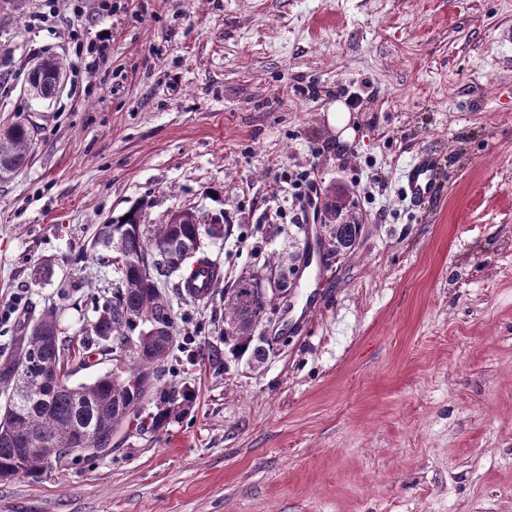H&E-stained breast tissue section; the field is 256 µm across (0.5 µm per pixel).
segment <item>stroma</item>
I'll return each instance as SVG.
<instances>
[{
  "label": "stroma",
  "mask_w": 512,
  "mask_h": 512,
  "mask_svg": "<svg viewBox=\"0 0 512 512\" xmlns=\"http://www.w3.org/2000/svg\"><path fill=\"white\" fill-rule=\"evenodd\" d=\"M46 20H39V13ZM512 0H25L0 17V126L37 128L0 181V301L61 307L81 342L112 295L99 224L194 206L224 271L208 305L171 294L165 382L188 415L106 456L0 481V512H512ZM107 40L88 67L78 45ZM63 89L27 98L42 57ZM350 103L353 138L327 120ZM439 182L417 210L403 172ZM339 189L362 231L310 251L294 186ZM50 263L47 283L34 264ZM295 287L263 363L224 344V290ZM437 157L430 153H420L408 165L404 172V190L416 206L421 207L430 201L436 188Z\"/></svg>",
  "instance_id": "obj_1"
}]
</instances>
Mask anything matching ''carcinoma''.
<instances>
[{
    "mask_svg": "<svg viewBox=\"0 0 512 512\" xmlns=\"http://www.w3.org/2000/svg\"><path fill=\"white\" fill-rule=\"evenodd\" d=\"M41 75L29 72V96L51 100L58 93L59 63L47 56L39 64ZM35 143L34 128L14 122L0 131V180L27 165ZM187 223L174 224L166 214L157 224L145 223L143 206L135 204L130 218H111L101 226L95 244L115 253L118 277L112 282V297L96 305L95 318L83 342L103 354L120 351L124 370L105 374L89 384L74 386L64 365L78 352L72 340L60 335L56 308L23 320L11 344L0 350V477L41 475L49 470L40 451L74 448L79 436L94 448H110L104 436L112 426L121 427L139 418L144 403L154 411L140 423L153 433L165 430L182 418L193 403L191 390L161 383L165 365L173 353L179 332L178 316L166 292L168 280L186 268L198 266L197 274L214 280L221 268L201 250L202 238L212 236L213 225L228 226L222 219L194 207ZM324 225L336 250L351 249L358 238L359 222L350 209L338 212L328 205ZM150 263L160 290L147 285L138 264ZM254 272L241 278L224 293V340L261 363L266 347L255 336L261 320L269 313L260 282ZM177 293L192 303L206 305L212 298L206 288L190 280L176 285ZM57 366L53 378L43 374L46 366Z\"/></svg>",
    "mask_w": 512,
    "mask_h": 512,
    "instance_id": "obj_1",
    "label": "carcinoma"
}]
</instances>
